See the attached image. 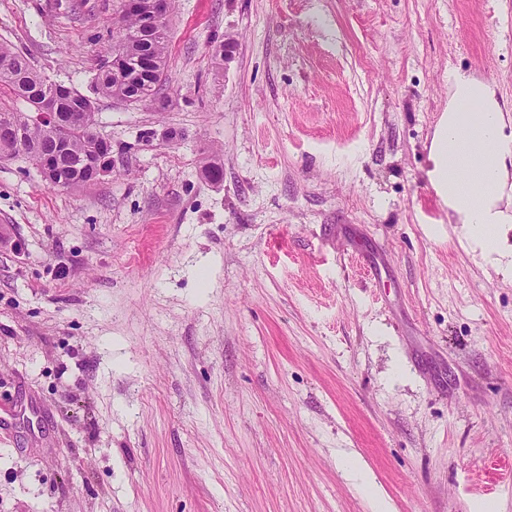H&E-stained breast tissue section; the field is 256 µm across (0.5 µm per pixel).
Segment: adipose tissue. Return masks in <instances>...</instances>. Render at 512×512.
I'll return each mask as SVG.
<instances>
[{
	"instance_id": "obj_1",
	"label": "adipose tissue",
	"mask_w": 512,
	"mask_h": 512,
	"mask_svg": "<svg viewBox=\"0 0 512 512\" xmlns=\"http://www.w3.org/2000/svg\"><path fill=\"white\" fill-rule=\"evenodd\" d=\"M448 109L432 136L427 172L449 221L469 251L512 278V126L492 86L455 70L448 75Z\"/></svg>"
}]
</instances>
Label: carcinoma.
Here are the masks:
<instances>
[{
    "mask_svg": "<svg viewBox=\"0 0 512 512\" xmlns=\"http://www.w3.org/2000/svg\"><path fill=\"white\" fill-rule=\"evenodd\" d=\"M128 33L126 54L115 65H107L96 77L98 93L124 101H155L166 83L168 37L144 42L137 31V18L124 15L117 20ZM8 88L15 99L36 111L40 98L61 93V108L72 111L74 104L85 103L88 96L74 87L47 79L38 72L24 54L10 44L0 42V88ZM58 128L48 124H29L22 121V112L0 103V158L24 155L40 164L43 153L53 147ZM110 156L104 141L94 135L73 132L69 137L59 168L45 182L50 187L67 188L92 180L86 164L93 157L107 160Z\"/></svg>",
    "mask_w": 512,
    "mask_h": 512,
    "instance_id": "1",
    "label": "carcinoma"
}]
</instances>
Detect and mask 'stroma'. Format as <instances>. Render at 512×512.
Instances as JSON below:
<instances>
[{"mask_svg": "<svg viewBox=\"0 0 512 512\" xmlns=\"http://www.w3.org/2000/svg\"><path fill=\"white\" fill-rule=\"evenodd\" d=\"M119 8L0 0V42L89 95ZM452 70L512 113V0H174L111 174L0 159V512H373L348 453L391 512H512V279L426 177Z\"/></svg>", "mask_w": 512, "mask_h": 512, "instance_id": "stroma-1", "label": "stroma"}]
</instances>
